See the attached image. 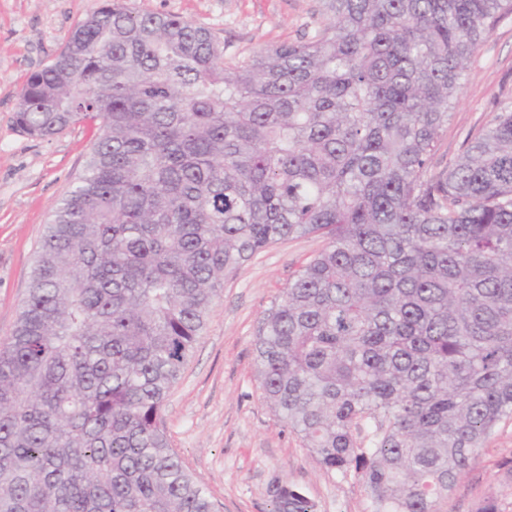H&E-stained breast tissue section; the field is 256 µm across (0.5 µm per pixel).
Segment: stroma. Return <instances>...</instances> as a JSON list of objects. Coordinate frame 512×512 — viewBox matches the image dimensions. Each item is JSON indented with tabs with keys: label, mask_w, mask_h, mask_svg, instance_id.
<instances>
[{
	"label": "stroma",
	"mask_w": 512,
	"mask_h": 512,
	"mask_svg": "<svg viewBox=\"0 0 512 512\" xmlns=\"http://www.w3.org/2000/svg\"><path fill=\"white\" fill-rule=\"evenodd\" d=\"M139 11L168 13L208 27L225 59L313 36L324 22L321 0H129ZM98 0H0V340L14 330L35 252L56 203L83 174L95 127L80 123L48 138L15 125L31 74L60 52L68 33ZM512 102V16L497 23L468 64L461 96L435 160H457ZM326 245L310 235L273 245L225 282L207 328L163 409L170 448L220 512H274L276 483L298 487L316 512H370L363 485L319 468L268 408L256 377L254 340L263 314L301 266ZM512 458V420L500 424L471 461L439 512H474L497 496L512 512L499 464Z\"/></svg>",
	"instance_id": "obj_1"
}]
</instances>
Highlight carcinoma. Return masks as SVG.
I'll use <instances>...</instances> for the list:
<instances>
[{"mask_svg": "<svg viewBox=\"0 0 512 512\" xmlns=\"http://www.w3.org/2000/svg\"><path fill=\"white\" fill-rule=\"evenodd\" d=\"M233 62L207 27L101 0L18 128L98 126L0 344V512H218L162 412L224 282L326 247L263 315V398L371 512H438L512 418V104L433 160L512 0H323ZM276 512H315L278 484Z\"/></svg>", "mask_w": 512, "mask_h": 512, "instance_id": "cac0c4a2", "label": "carcinoma"}]
</instances>
